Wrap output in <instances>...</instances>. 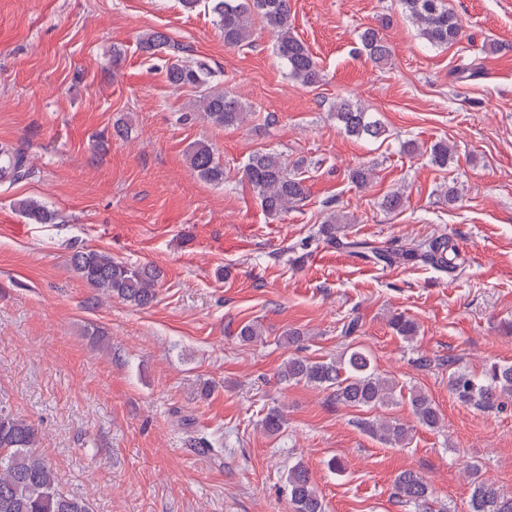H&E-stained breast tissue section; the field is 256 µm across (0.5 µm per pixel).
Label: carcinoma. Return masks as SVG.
Listing matches in <instances>:
<instances>
[{"label": "carcinoma", "instance_id": "carcinoma-1", "mask_svg": "<svg viewBox=\"0 0 512 512\" xmlns=\"http://www.w3.org/2000/svg\"><path fill=\"white\" fill-rule=\"evenodd\" d=\"M216 25L224 34L229 48L249 44L254 21L260 20L274 40L277 55L288 66L289 75L305 86L319 83L322 75L305 43L294 33L289 22L290 0H209ZM403 13L415 24L419 35L434 47L452 46L463 37L457 16L446 0H399ZM362 52L375 64H384L391 57V47L378 28H366L358 34ZM144 51L166 52V77L175 88L190 86L196 98L190 104L189 120L195 111L203 112L213 125L240 128L248 119L242 101L215 81V74L202 61L191 64L182 60L186 48L161 31L148 33L141 40ZM340 128L350 137L378 140L386 128L374 113L348 99L336 103L334 112ZM0 155L9 160V170L1 178L12 182L32 175L26 157L8 145L0 147ZM430 162L445 169L453 159V148L445 141L430 147ZM190 169L202 180L224 182V166L215 159L211 148L196 144L187 154ZM263 211L278 218L302 203L308 188L296 175L288 172V163L273 151L253 152L243 170ZM374 179V170L360 165L349 171V180L360 189ZM405 195L393 190L382 199L380 206L394 213L403 209ZM18 211L36 224H53L55 211L36 198H24L15 203ZM347 216L336 210L328 212L317 235L337 248L375 264L394 266L418 261L438 271L452 273L463 263L453 240L444 235L434 236L420 244L382 248L365 240H351L346 234ZM72 272L91 288L110 298L117 297L133 306L146 308L157 298L162 282V269L152 263L123 261L106 250L77 248L69 258ZM389 327L406 341L413 340L418 331L411 318L395 313ZM448 366V392L458 402L487 410L503 412L512 406V364L493 363L482 377H476L456 366V360H439ZM278 376L288 383H305L329 391L332 401L367 409L387 408L396 402V383L380 374L371 355L352 347L342 355L328 360H311L290 356L282 364ZM409 402L418 423L437 429L441 414L427 395L414 391ZM287 423L282 406H272L259 421V428L268 436L279 434ZM365 429L392 447L406 445L411 436L409 427L392 417L364 422ZM469 512H512V493L486 482L479 468L469 469ZM288 498L293 512H324L323 499L313 482L307 466L298 461L286 475ZM394 495L399 502L418 512H434L433 490L425 477L407 469L394 479ZM0 512H91L88 504L64 490L55 476L49 460L39 448L38 429L34 424L12 411L0 407Z\"/></svg>", "mask_w": 512, "mask_h": 512}]
</instances>
